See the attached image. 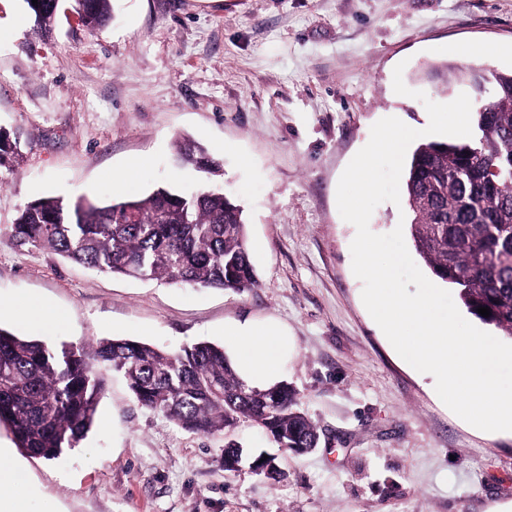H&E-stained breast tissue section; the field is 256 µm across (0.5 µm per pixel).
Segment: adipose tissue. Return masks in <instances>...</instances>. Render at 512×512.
Masks as SVG:
<instances>
[{"instance_id":"obj_1","label":"adipose tissue","mask_w":512,"mask_h":512,"mask_svg":"<svg viewBox=\"0 0 512 512\" xmlns=\"http://www.w3.org/2000/svg\"><path fill=\"white\" fill-rule=\"evenodd\" d=\"M224 333L240 348L239 369L251 385L265 384L277 372L288 344L276 326L235 323L225 327Z\"/></svg>"}]
</instances>
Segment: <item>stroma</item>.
<instances>
[{
	"label": "stroma",
	"instance_id": "1",
	"mask_svg": "<svg viewBox=\"0 0 512 512\" xmlns=\"http://www.w3.org/2000/svg\"><path fill=\"white\" fill-rule=\"evenodd\" d=\"M89 31L70 7L42 36L23 0H0V128L21 145L0 174V327L54 346L134 337L176 351H237L226 324L281 327L278 380L318 426V448L279 451L260 427L245 449L278 457L279 480L224 471L221 434L185 431L103 371L96 422L79 448L18 454L24 512H512V433L479 430L437 397L432 375L389 344L352 271L354 226L339 178L378 120L425 127L423 104L394 92L393 70L435 102L470 86L422 80L429 64L512 69V0H113ZM494 44L488 58L476 46ZM186 135L223 164L214 184L245 212L255 288L174 286L99 273L11 243L41 197L191 191L172 143ZM33 298L49 317L17 319Z\"/></svg>",
	"mask_w": 512,
	"mask_h": 512
}]
</instances>
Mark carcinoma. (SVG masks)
Returning a JSON list of instances; mask_svg holds the SVG:
<instances>
[{
	"label": "carcinoma",
	"mask_w": 512,
	"mask_h": 512,
	"mask_svg": "<svg viewBox=\"0 0 512 512\" xmlns=\"http://www.w3.org/2000/svg\"><path fill=\"white\" fill-rule=\"evenodd\" d=\"M36 29L51 33L60 0H23ZM112 0H73L94 30L112 17ZM495 93L473 112L469 141H422L408 159L404 193L416 253L440 282L457 289L468 313L512 340V70L489 73ZM19 141L0 130V172L11 171ZM176 160L211 176L223 170L189 137ZM18 246L49 249L104 273L167 284L244 291L257 285L243 210L210 187L183 193L158 187L108 204L85 196L42 197L13 224ZM490 308L483 317L477 308ZM121 375L139 404L201 435L250 422L286 449L315 448L316 425L284 382L245 381L224 348L198 342L179 352L131 338L81 347L16 336L0 327V425L30 457L55 459L91 430L103 383L96 366Z\"/></svg>",
	"instance_id": "1"
}]
</instances>
